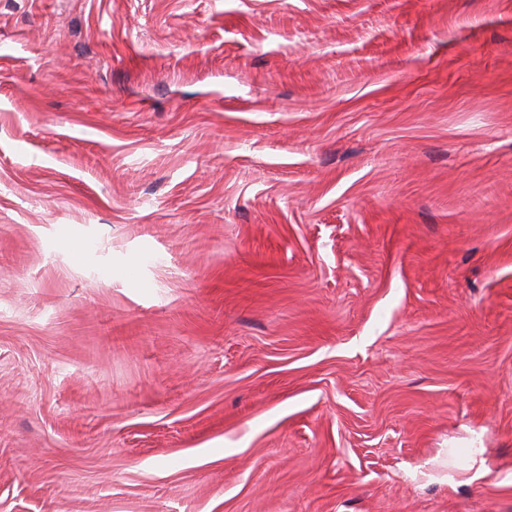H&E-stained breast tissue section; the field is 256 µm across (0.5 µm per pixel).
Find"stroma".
<instances>
[{"label": "stroma", "instance_id": "35a3bbf8", "mask_svg": "<svg viewBox=\"0 0 512 512\" xmlns=\"http://www.w3.org/2000/svg\"><path fill=\"white\" fill-rule=\"evenodd\" d=\"M0 512H512V0H0Z\"/></svg>", "mask_w": 512, "mask_h": 512}]
</instances>
